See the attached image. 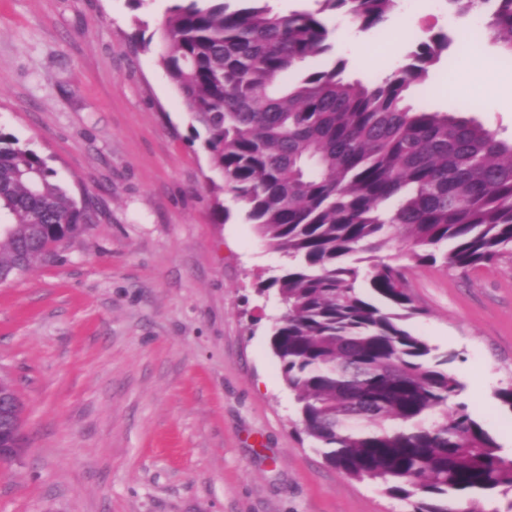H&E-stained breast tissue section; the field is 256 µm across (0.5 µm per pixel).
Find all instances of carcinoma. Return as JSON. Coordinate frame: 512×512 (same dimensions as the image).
Listing matches in <instances>:
<instances>
[{
	"label": "carcinoma",
	"mask_w": 512,
	"mask_h": 512,
	"mask_svg": "<svg viewBox=\"0 0 512 512\" xmlns=\"http://www.w3.org/2000/svg\"><path fill=\"white\" fill-rule=\"evenodd\" d=\"M280 15L268 0H175L148 39L194 138L290 259L269 281L285 305L271 335L304 432L340 474L378 483L413 512H484L455 502L512 491V458L430 361L407 322L422 314L401 268L375 256L399 240L417 265L468 272L512 257V140L407 103L451 39L410 46L405 64L347 81L334 12L366 31L394 0H315ZM512 60V0H443ZM331 57L321 69L312 58ZM96 220L46 159L0 131V283L53 262ZM366 266H361V263Z\"/></svg>",
	"instance_id": "1"
}]
</instances>
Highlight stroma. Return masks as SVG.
Wrapping results in <instances>:
<instances>
[{
    "mask_svg": "<svg viewBox=\"0 0 512 512\" xmlns=\"http://www.w3.org/2000/svg\"><path fill=\"white\" fill-rule=\"evenodd\" d=\"M171 0H0V129L46 158L97 222L60 258L0 283V373L25 406L29 450L0 465V512H412L339 474L304 433L270 343L284 311L260 281L287 265L241 203L217 223L213 171L185 108L142 48ZM367 30L330 18L346 74L404 63L398 28L462 23L405 9ZM512 64L489 43L453 45L409 100L512 137ZM405 267L424 338L458 399L512 456V260L467 273Z\"/></svg>",
    "mask_w": 512,
    "mask_h": 512,
    "instance_id": "stroma-1",
    "label": "stroma"
}]
</instances>
